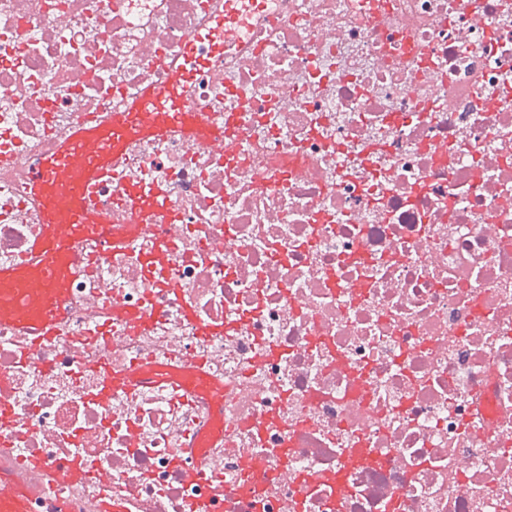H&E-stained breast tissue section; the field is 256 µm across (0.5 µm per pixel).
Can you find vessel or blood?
<instances>
[{
  "label": "vessel or blood",
  "instance_id": "b4317fda",
  "mask_svg": "<svg viewBox=\"0 0 512 512\" xmlns=\"http://www.w3.org/2000/svg\"><path fill=\"white\" fill-rule=\"evenodd\" d=\"M224 12L185 40L182 54L170 66L165 82L144 88L98 127H78L53 152L43 156L30 177V192L40 224L23 256L22 267L0 266V321L11 323L21 342H46L62 333L69 296L65 285L79 274V258L87 242L100 253L125 250L129 236L146 223L158 222L161 207L125 213V230L104 233L95 192L119 176L127 146L139 139L175 133L216 141L211 115L195 107L189 89L199 71L222 56ZM125 389L137 391L164 384L158 371L138 366L122 377ZM0 512H70L60 497L27 485L8 462H0Z\"/></svg>",
  "mask_w": 512,
  "mask_h": 512
}]
</instances>
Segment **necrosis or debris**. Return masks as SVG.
Returning a JSON list of instances; mask_svg holds the SVG:
<instances>
[{
    "label": "necrosis or debris",
    "mask_w": 512,
    "mask_h": 512,
    "mask_svg": "<svg viewBox=\"0 0 512 512\" xmlns=\"http://www.w3.org/2000/svg\"><path fill=\"white\" fill-rule=\"evenodd\" d=\"M237 0L192 102L218 144L129 149L161 223L68 283V336L0 322V447L80 464V512H512V0ZM212 0H0V263L31 167L165 80ZM175 253L159 249L162 239ZM162 318L138 334L112 302ZM169 369L128 394L112 376Z\"/></svg>",
    "instance_id": "obj_1"
}]
</instances>
